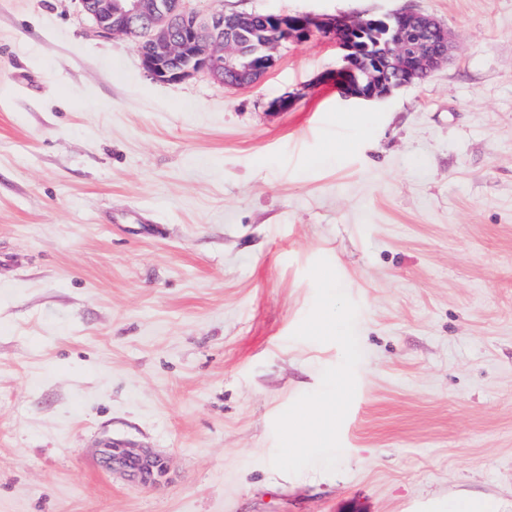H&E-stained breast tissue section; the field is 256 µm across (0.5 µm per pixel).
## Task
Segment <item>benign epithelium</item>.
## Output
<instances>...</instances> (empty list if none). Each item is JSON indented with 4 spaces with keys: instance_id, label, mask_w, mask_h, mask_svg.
I'll use <instances>...</instances> for the list:
<instances>
[{
    "instance_id": "7a95c632",
    "label": "benign epithelium",
    "mask_w": 512,
    "mask_h": 512,
    "mask_svg": "<svg viewBox=\"0 0 512 512\" xmlns=\"http://www.w3.org/2000/svg\"><path fill=\"white\" fill-rule=\"evenodd\" d=\"M101 36L125 35L144 45L142 64L160 83H174L198 72L239 88L259 83L275 66V46L320 35L342 52V64L317 76L332 84L341 100L382 101L398 89L430 76L447 60L448 29L433 17L404 10L364 19L341 15L269 13L279 38L252 58L242 42L256 33L253 14L225 15L214 9L205 18L185 0H81Z\"/></svg>"
}]
</instances>
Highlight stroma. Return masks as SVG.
Wrapping results in <instances>:
<instances>
[{
	"mask_svg": "<svg viewBox=\"0 0 512 512\" xmlns=\"http://www.w3.org/2000/svg\"><path fill=\"white\" fill-rule=\"evenodd\" d=\"M186 5L409 8L454 44L351 106L316 37L247 89L159 83L80 0H0V512H512V0ZM343 397V390H336V397L331 402H319L313 405L311 411L316 418L315 425H307L303 421L294 420L285 425L284 435L288 444V454H283L288 461L303 456L308 448L304 444L313 440L319 433H330L335 428L334 416L336 405Z\"/></svg>",
	"mask_w": 512,
	"mask_h": 512,
	"instance_id": "1",
	"label": "stroma"
}]
</instances>
